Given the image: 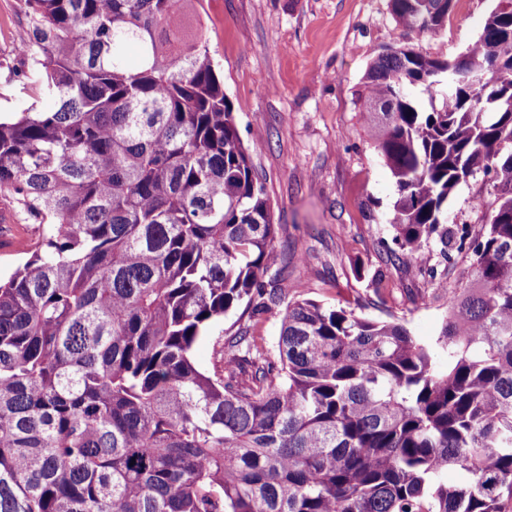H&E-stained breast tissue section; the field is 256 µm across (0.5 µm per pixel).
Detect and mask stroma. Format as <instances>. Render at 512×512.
<instances>
[{
  "instance_id": "1",
  "label": "stroma",
  "mask_w": 512,
  "mask_h": 512,
  "mask_svg": "<svg viewBox=\"0 0 512 512\" xmlns=\"http://www.w3.org/2000/svg\"><path fill=\"white\" fill-rule=\"evenodd\" d=\"M495 5L455 0L434 35L397 25L388 0H203V32L278 226L277 285L289 297L397 319L421 340L436 338L447 292L466 280L471 256L447 261L432 244L417 260L394 262L380 250L393 236L397 188L367 135L360 92L382 48L454 59ZM26 32L21 0H0V113L24 103L12 44ZM494 201L488 179L468 180L448 199L449 221L482 231ZM45 231L0 196V277L27 261Z\"/></svg>"
}]
</instances>
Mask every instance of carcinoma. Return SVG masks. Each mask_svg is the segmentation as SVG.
<instances>
[{"label": "carcinoma", "mask_w": 512, "mask_h": 512, "mask_svg": "<svg viewBox=\"0 0 512 512\" xmlns=\"http://www.w3.org/2000/svg\"><path fill=\"white\" fill-rule=\"evenodd\" d=\"M23 2L36 96L0 116V196L48 232L0 279V512H512V109L409 48L366 72L398 191L382 250L471 253L431 344L267 278L265 185L188 31L203 0ZM452 3L389 7L437 34ZM505 25L492 10L472 76L512 71ZM417 85L442 104L420 110ZM467 174L496 189L475 235L448 225ZM281 304L277 357L247 326L195 363L224 315Z\"/></svg>", "instance_id": "cac0c4a2"}]
</instances>
